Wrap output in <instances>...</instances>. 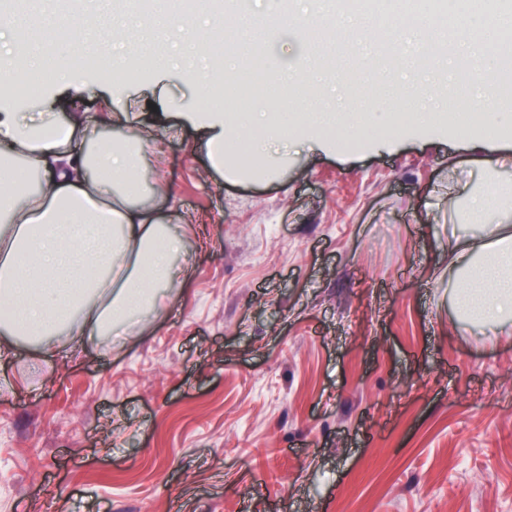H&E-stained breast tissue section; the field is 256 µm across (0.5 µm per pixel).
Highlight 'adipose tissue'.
Returning a JSON list of instances; mask_svg holds the SVG:
<instances>
[{
  "instance_id": "1",
  "label": "adipose tissue",
  "mask_w": 512,
  "mask_h": 512,
  "mask_svg": "<svg viewBox=\"0 0 512 512\" xmlns=\"http://www.w3.org/2000/svg\"><path fill=\"white\" fill-rule=\"evenodd\" d=\"M122 142L71 153L74 125L53 100L30 117L0 107V353L14 352L19 331L53 354L59 336L95 339L128 327L155 306L183 270L167 223L144 200L143 136L122 115ZM512 185L489 184L469 219L484 222L478 240H457L448 258L459 315L512 335ZM497 224L486 223L490 213Z\"/></svg>"
}]
</instances>
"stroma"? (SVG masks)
<instances>
[{"mask_svg":"<svg viewBox=\"0 0 512 512\" xmlns=\"http://www.w3.org/2000/svg\"><path fill=\"white\" fill-rule=\"evenodd\" d=\"M231 55L283 74L273 110L379 112L394 70L365 60L336 101L358 40L295 13L251 18ZM155 66L114 80L64 68L49 87L63 120L82 100L73 150L122 129L171 125L142 169L165 193L186 279L127 336L70 356L28 344L0 356V512H512V335L461 318L448 249L478 234L460 186L512 182V127L459 134L415 120L352 148L342 131L263 142L229 126L230 170L213 167L205 129L185 120L194 79ZM263 176L234 167L255 146Z\"/></svg>","mask_w":512,"mask_h":512,"instance_id":"35a3bbf8","label":"stroma"}]
</instances>
